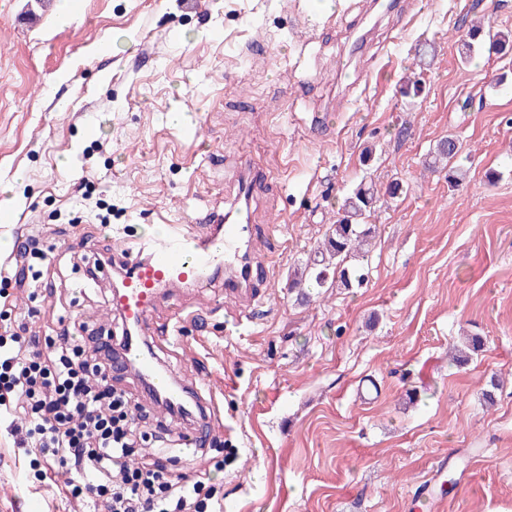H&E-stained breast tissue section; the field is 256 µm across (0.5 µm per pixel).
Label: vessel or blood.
<instances>
[{"instance_id":"b4317fda","label":"vessel or blood","mask_w":512,"mask_h":512,"mask_svg":"<svg viewBox=\"0 0 512 512\" xmlns=\"http://www.w3.org/2000/svg\"><path fill=\"white\" fill-rule=\"evenodd\" d=\"M252 237L247 220L212 212L203 231L188 233L182 225L172 224L164 235L141 239L137 252L123 254L125 277L113 294L112 309L124 325L136 330L123 352L124 367L147 377L160 394L184 395V387L161 373L159 359L144 341L158 298L174 285L207 288L219 273L224 276L225 295L237 297L246 271L264 266L262 258L249 252Z\"/></svg>"}]
</instances>
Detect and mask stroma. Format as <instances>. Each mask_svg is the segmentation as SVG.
Masks as SVG:
<instances>
[{
    "mask_svg": "<svg viewBox=\"0 0 512 512\" xmlns=\"http://www.w3.org/2000/svg\"><path fill=\"white\" fill-rule=\"evenodd\" d=\"M480 18L512 32V0H0V184L17 218L0 236L54 256L38 296L0 294V334L19 319L41 337L119 332L111 268L72 293L83 256L227 211L250 164L269 246L250 317L220 277L166 289L153 313L152 349L211 387L209 420L161 410L135 376L118 384L146 408L142 430L176 440L172 471L232 512H512V54L460 63ZM176 108L189 124L169 122ZM448 136L456 187L424 167ZM363 179L405 188L375 204L367 282L298 300L289 273ZM467 334L483 347L453 363ZM27 429L0 420V512H101L68 468L20 447ZM444 455L452 489L417 501Z\"/></svg>",
    "mask_w": 512,
    "mask_h": 512,
    "instance_id": "obj_1",
    "label": "stroma"
}]
</instances>
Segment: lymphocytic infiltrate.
Masks as SVG:
<instances>
[{"mask_svg":"<svg viewBox=\"0 0 512 512\" xmlns=\"http://www.w3.org/2000/svg\"><path fill=\"white\" fill-rule=\"evenodd\" d=\"M48 254L27 239L12 264L0 266V286L27 269L29 288L43 285ZM51 355H43L42 346ZM112 338L72 335L69 330L39 339L25 323L0 338V416L23 412L29 419L28 445L45 451L46 465L69 468L73 495H90L105 512H206L213 492L185 484L168 464L171 440L154 434L153 458L134 461L146 432L140 430L123 393L110 378Z\"/></svg>","mask_w":512,"mask_h":512,"instance_id":"1","label":"lymphocytic infiltrate"}]
</instances>
